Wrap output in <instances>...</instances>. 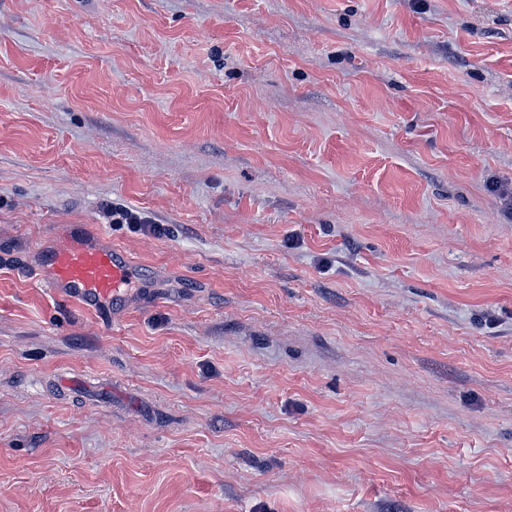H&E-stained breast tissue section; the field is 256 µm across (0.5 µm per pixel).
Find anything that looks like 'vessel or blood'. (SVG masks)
<instances>
[{
	"instance_id": "vessel-or-blood-1",
	"label": "vessel or blood",
	"mask_w": 512,
	"mask_h": 512,
	"mask_svg": "<svg viewBox=\"0 0 512 512\" xmlns=\"http://www.w3.org/2000/svg\"><path fill=\"white\" fill-rule=\"evenodd\" d=\"M134 279L129 260L104 241L50 252L39 272L40 282L54 294L90 307L108 303L116 311L127 306Z\"/></svg>"
}]
</instances>
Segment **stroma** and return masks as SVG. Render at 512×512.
Segmentation results:
<instances>
[{
	"instance_id": "stroma-1",
	"label": "stroma",
	"mask_w": 512,
	"mask_h": 512,
	"mask_svg": "<svg viewBox=\"0 0 512 512\" xmlns=\"http://www.w3.org/2000/svg\"><path fill=\"white\" fill-rule=\"evenodd\" d=\"M504 188L512 0H0V512H512ZM104 216L111 224H150L147 227L151 233L159 235L161 232L160 226L153 223L149 216L118 203H112V207H106ZM135 269L106 241L83 242L52 251L39 272V281L54 294L90 307L112 303V310L128 304Z\"/></svg>"
}]
</instances>
